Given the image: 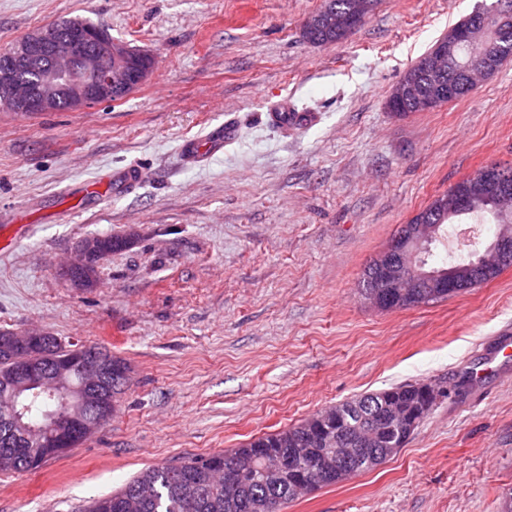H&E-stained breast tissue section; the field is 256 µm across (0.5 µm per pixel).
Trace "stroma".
I'll return each mask as SVG.
<instances>
[{
    "instance_id": "35a3bbf8",
    "label": "stroma",
    "mask_w": 512,
    "mask_h": 512,
    "mask_svg": "<svg viewBox=\"0 0 512 512\" xmlns=\"http://www.w3.org/2000/svg\"><path fill=\"white\" fill-rule=\"evenodd\" d=\"M323 0H0V49L63 18L149 51L151 79L83 111L0 112V331L127 360L112 419L0 512H82L148 466L237 448L358 395L446 388L398 453L287 512H502L512 494V268L396 310L360 293L401 224L489 164L512 167V59L467 97L396 117L401 75L478 0H379L348 38L302 29ZM287 101L299 126L268 121ZM232 124L233 140L182 151ZM139 166L141 182L113 194ZM131 236L77 288L91 236ZM96 236L83 239L76 248L78 259L65 268L66 272L79 274L96 265L100 258V251L95 238Z\"/></svg>"
}]
</instances>
